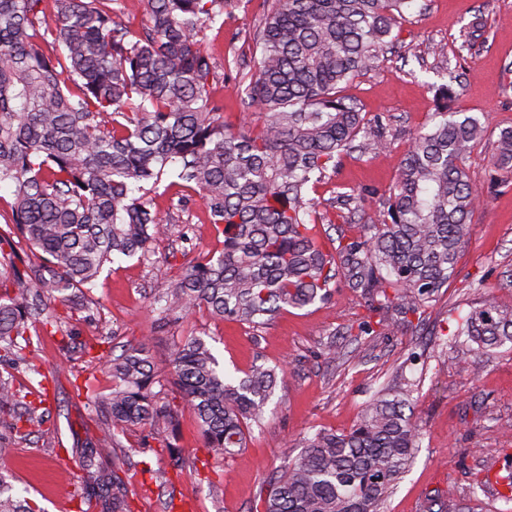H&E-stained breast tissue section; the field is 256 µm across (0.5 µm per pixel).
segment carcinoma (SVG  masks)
<instances>
[{
	"label": "carcinoma",
	"mask_w": 512,
	"mask_h": 512,
	"mask_svg": "<svg viewBox=\"0 0 512 512\" xmlns=\"http://www.w3.org/2000/svg\"><path fill=\"white\" fill-rule=\"evenodd\" d=\"M0 0V186L12 190L0 214V364L26 361L37 327L72 336L73 313L93 311L91 288L104 266L146 256L168 219L147 195L170 174L204 201L222 249L188 264L160 297L161 326L204 307L253 328L289 307L332 298L343 281L367 319L355 340L422 322L455 273L468 224L488 197L465 161L484 125L454 110L453 82L438 86L431 125L404 150L382 209L330 252L317 242L319 212L309 186L336 171L353 141L366 153L389 148L380 115L367 118L342 86L377 66L393 30L420 0H262L253 32L255 74H240L258 128L220 121L224 103L202 28L224 17V0ZM494 166L512 172V128L497 139ZM23 239L29 251L14 247ZM70 314L57 313L54 302ZM378 320H372V317ZM452 360L512 344V310L490 301L458 315ZM142 338L112 357L102 397L112 429L138 428L164 448L172 467L198 471L197 451L174 443L175 377L194 411L203 451L226 461L246 447L252 425L284 383L287 365L254 363L239 380L220 369L204 339L178 340L167 368ZM41 376L32 400L0 373V451L41 431ZM408 381L377 390L347 433L302 437L303 451L262 483L255 512H382L407 471L422 431ZM76 453L97 512H131L112 436ZM0 512H36L0 476Z\"/></svg>",
	"instance_id": "cac0c4a2"
}]
</instances>
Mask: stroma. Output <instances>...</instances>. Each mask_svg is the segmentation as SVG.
<instances>
[{
    "label": "stroma",
    "instance_id": "stroma-1",
    "mask_svg": "<svg viewBox=\"0 0 512 512\" xmlns=\"http://www.w3.org/2000/svg\"><path fill=\"white\" fill-rule=\"evenodd\" d=\"M261 13L262 0L247 6L226 0L223 27L203 31L225 74L214 95L223 100L224 120L233 127L255 113L235 69L225 63L235 58L245 70L255 71L259 53L244 33L254 28ZM472 27L477 30L474 47L461 50V35ZM394 36L383 61L343 90L361 112L386 116L391 148L343 155L335 174L317 184L313 196L333 238L358 232L347 206L337 202L340 193L370 189L360 204L362 217L381 208V192L393 185L409 139L435 110L433 87L442 81L441 70L461 83L457 110L485 124L486 136L467 161L477 187L488 188L498 134L512 127V0H426L424 10ZM499 178L488 204L474 212L456 273L427 309L424 327L401 326L345 341L349 356L343 364L329 361L321 351L366 310L360 297L340 283L328 303L284 310L258 331L203 309L177 326L160 328L155 297L189 262L220 249L221 243L198 194L177 185L158 191L152 206L169 214L171 222L148 258L105 266L92 291L101 309L92 319L77 321L68 348H61L58 337L43 332L32 336L27 350L32 370L57 375L46 385L50 415L41 434L15 440L0 456V475L42 512H79L87 475L72 448L103 436L104 430L90 419L72 381L91 378L97 397L107 394L112 382L105 362L88 363L83 344L103 336L108 350L118 354L123 345L148 336L151 356L161 362L174 337L201 336L212 344L226 372L241 375L259 359L270 366L284 363L285 384L269 403L263 423L252 427L246 448L228 464L197 474L176 473L168 453L142 430L116 434V452L126 459L132 512H254L263 480L299 455V436L320 427L350 430L373 392L400 372L416 382L414 416L423 438L384 512H427L432 505L438 512H512L511 501L490 485L476 483L492 472L500 477L512 473V347L473 356L464 370L449 361L458 314L487 299L512 308V174L503 172ZM479 278L485 288L477 292L470 283Z\"/></svg>",
    "mask_w": 512,
    "mask_h": 512
}]
</instances>
